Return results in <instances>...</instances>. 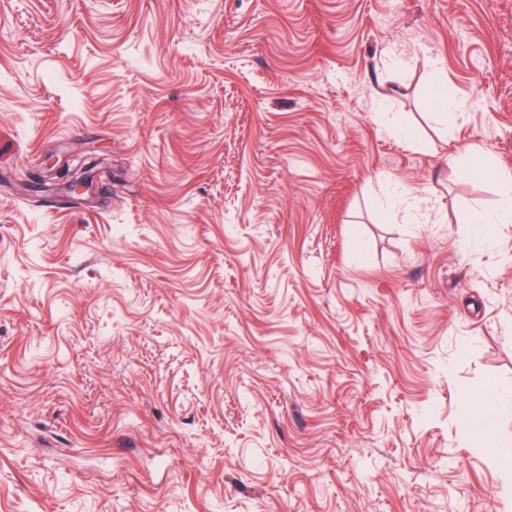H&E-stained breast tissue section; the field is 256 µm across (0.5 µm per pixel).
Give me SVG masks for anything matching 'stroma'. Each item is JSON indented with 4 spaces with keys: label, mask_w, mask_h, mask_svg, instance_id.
Listing matches in <instances>:
<instances>
[{
    "label": "stroma",
    "mask_w": 512,
    "mask_h": 512,
    "mask_svg": "<svg viewBox=\"0 0 512 512\" xmlns=\"http://www.w3.org/2000/svg\"><path fill=\"white\" fill-rule=\"evenodd\" d=\"M502 172L512 0H0V512H512ZM436 108L441 111L439 112L441 119L447 125L448 130L454 131L458 119L464 111V104L458 101L452 92L446 91L440 96V102ZM392 196L395 214L401 219V224H441V213L434 207L424 205L414 188L396 183L392 187ZM502 396L503 392L497 386L487 388L482 395L487 409L481 413L464 410L460 416L462 430L466 434H478L483 438H489L492 435V412L490 407Z\"/></svg>",
    "instance_id": "stroma-1"
}]
</instances>
